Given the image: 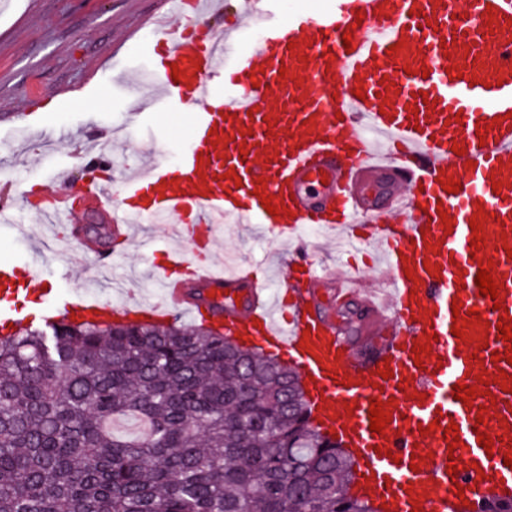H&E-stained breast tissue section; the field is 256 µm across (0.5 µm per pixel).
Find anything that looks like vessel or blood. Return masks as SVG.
I'll use <instances>...</instances> for the list:
<instances>
[{
    "label": "vessel or blood",
    "instance_id": "obj_1",
    "mask_svg": "<svg viewBox=\"0 0 512 512\" xmlns=\"http://www.w3.org/2000/svg\"><path fill=\"white\" fill-rule=\"evenodd\" d=\"M160 2L177 23L155 30L159 91L134 115L162 104L193 113V145L179 164L153 162L121 188L87 182L85 206L122 229L192 224L208 244L224 222L264 225L268 238L295 243L292 262L308 284L287 302L251 270L224 272L150 239L145 255L164 257L154 266L162 300L127 307L55 294L58 318H192L198 295L210 296L226 336L295 363L321 431L355 462L361 499L389 512H482L485 500L512 494V339L497 328L512 324V0H466L461 10L454 0H326L288 16L271 0H237L230 24L224 0ZM251 20L264 29L256 41L244 33ZM448 178L460 189L444 190ZM39 211L67 224L79 217L62 195ZM327 211L336 216L322 224L329 234L378 244L383 282L368 287L310 263L299 232ZM487 256L494 299L476 284ZM67 277L37 253L0 263V323L16 318L12 296ZM323 284L366 305V335L388 326L371 357L351 355L320 310ZM459 385L474 388L469 401L455 399ZM375 399L391 414L380 434L370 429ZM452 424L454 446L443 437ZM482 433L491 448L480 446Z\"/></svg>",
    "mask_w": 512,
    "mask_h": 512
}]
</instances>
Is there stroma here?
<instances>
[{
  "mask_svg": "<svg viewBox=\"0 0 512 512\" xmlns=\"http://www.w3.org/2000/svg\"><path fill=\"white\" fill-rule=\"evenodd\" d=\"M156 0H0V193L11 190L44 199L55 193H81L86 135L123 129L127 146L115 157L113 184L126 167L142 158L177 162L191 144L194 119L188 112H154L152 134L130 121L133 91L120 79L128 70L152 80L154 40L141 28ZM71 227L32 239L0 227V262H19L42 252L50 264L69 269L72 292L129 304L140 295L159 296L138 243L112 253L115 276L137 272L135 280L112 287L98 267L102 248L74 238ZM218 236L214 261L246 257L257 278L269 265L281 269L272 290L302 288L304 275L293 269L290 253L265 244L239 224Z\"/></svg>",
  "mask_w": 512,
  "mask_h": 512,
  "instance_id": "obj_1",
  "label": "stroma"
}]
</instances>
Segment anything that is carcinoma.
<instances>
[{
	"label": "carcinoma",
	"instance_id": "carcinoma-1",
	"mask_svg": "<svg viewBox=\"0 0 512 512\" xmlns=\"http://www.w3.org/2000/svg\"><path fill=\"white\" fill-rule=\"evenodd\" d=\"M51 329L0 333V512H374L262 349L203 318Z\"/></svg>",
	"mask_w": 512,
	"mask_h": 512
}]
</instances>
